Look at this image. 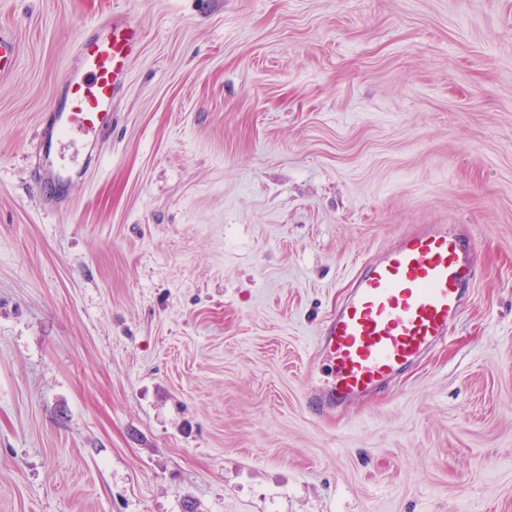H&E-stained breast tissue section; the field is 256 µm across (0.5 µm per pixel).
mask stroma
Listing matches in <instances>:
<instances>
[{
  "label": "stroma",
  "instance_id": "obj_1",
  "mask_svg": "<svg viewBox=\"0 0 512 512\" xmlns=\"http://www.w3.org/2000/svg\"><path fill=\"white\" fill-rule=\"evenodd\" d=\"M137 23L112 126L44 127ZM0 512H512V0H0ZM459 224L447 342L330 415L352 277Z\"/></svg>",
  "mask_w": 512,
  "mask_h": 512
}]
</instances>
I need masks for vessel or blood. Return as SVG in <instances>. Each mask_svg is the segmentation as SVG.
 Masks as SVG:
<instances>
[{
    "mask_svg": "<svg viewBox=\"0 0 512 512\" xmlns=\"http://www.w3.org/2000/svg\"><path fill=\"white\" fill-rule=\"evenodd\" d=\"M140 42L139 27L122 15L81 41L79 68L42 139L78 130L99 133ZM469 243L459 225L424 224L363 264L348 298L321 330L318 345L327 356L329 380L308 396L315 414H327L337 402L369 391L447 339L473 278L464 259Z\"/></svg>",
    "mask_w": 512,
    "mask_h": 512,
    "instance_id": "obj_1",
    "label": "vessel or blood"
}]
</instances>
